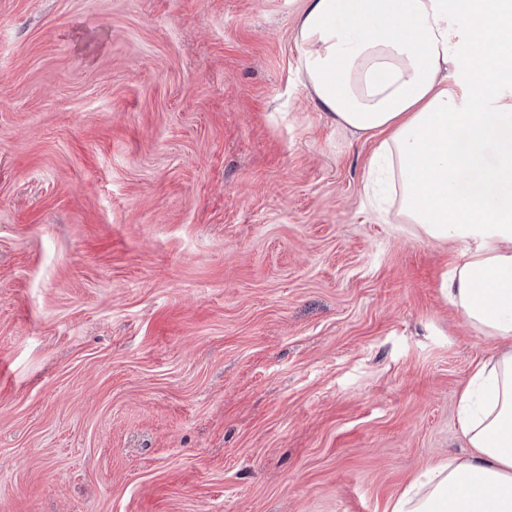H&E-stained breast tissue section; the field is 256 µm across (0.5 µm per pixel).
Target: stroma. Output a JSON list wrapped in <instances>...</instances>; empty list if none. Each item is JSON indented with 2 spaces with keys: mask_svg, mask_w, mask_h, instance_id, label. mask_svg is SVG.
I'll return each mask as SVG.
<instances>
[{
  "mask_svg": "<svg viewBox=\"0 0 512 512\" xmlns=\"http://www.w3.org/2000/svg\"><path fill=\"white\" fill-rule=\"evenodd\" d=\"M304 0H0V512H387L469 451L467 250L384 223Z\"/></svg>",
  "mask_w": 512,
  "mask_h": 512,
  "instance_id": "1",
  "label": "stroma"
}]
</instances>
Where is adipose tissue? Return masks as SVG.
<instances>
[{
    "mask_svg": "<svg viewBox=\"0 0 512 512\" xmlns=\"http://www.w3.org/2000/svg\"><path fill=\"white\" fill-rule=\"evenodd\" d=\"M460 9L463 33L450 21ZM295 43L318 105L378 138L367 180L387 223L467 244L441 291L502 345L458 400L470 454L428 468L389 512H512V99L497 95L512 72V0H306ZM458 71L461 98L448 84Z\"/></svg>",
    "mask_w": 512,
    "mask_h": 512,
    "instance_id": "adipose-tissue-1",
    "label": "adipose tissue"
}]
</instances>
